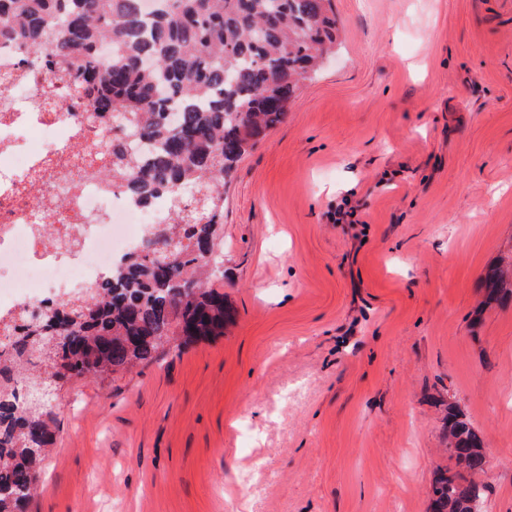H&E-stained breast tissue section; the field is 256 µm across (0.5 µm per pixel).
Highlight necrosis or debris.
Here are the masks:
<instances>
[{
	"mask_svg": "<svg viewBox=\"0 0 512 512\" xmlns=\"http://www.w3.org/2000/svg\"><path fill=\"white\" fill-rule=\"evenodd\" d=\"M0 335L20 311L111 279L168 209L142 206L98 175L84 146L98 126L71 107L66 79L19 67L0 41Z\"/></svg>",
	"mask_w": 512,
	"mask_h": 512,
	"instance_id": "4bbe7bcc",
	"label": "necrosis or debris"
}]
</instances>
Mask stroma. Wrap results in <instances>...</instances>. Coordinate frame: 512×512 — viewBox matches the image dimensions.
Wrapping results in <instances>:
<instances>
[{
    "label": "stroma",
    "mask_w": 512,
    "mask_h": 512,
    "mask_svg": "<svg viewBox=\"0 0 512 512\" xmlns=\"http://www.w3.org/2000/svg\"><path fill=\"white\" fill-rule=\"evenodd\" d=\"M224 186L222 337L59 392L30 512H427L456 404L512 512V0H334ZM484 303L506 306L512 301V268L490 269L483 280Z\"/></svg>",
    "instance_id": "stroma-1"
}]
</instances>
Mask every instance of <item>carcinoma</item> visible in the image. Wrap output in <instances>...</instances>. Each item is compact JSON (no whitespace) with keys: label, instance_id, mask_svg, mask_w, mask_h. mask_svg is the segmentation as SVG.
Segmentation results:
<instances>
[{"label":"carcinoma","instance_id":"1","mask_svg":"<svg viewBox=\"0 0 512 512\" xmlns=\"http://www.w3.org/2000/svg\"><path fill=\"white\" fill-rule=\"evenodd\" d=\"M332 0H0V40L67 79L109 123L112 187L171 200L157 246L126 254L112 282L27 313L0 348V512H24L56 440V390L125 374L224 335V182L283 122L299 84L336 47ZM484 303L512 301V269L489 270ZM448 457L430 512H482L485 438L448 405Z\"/></svg>","mask_w":512,"mask_h":512}]
</instances>
